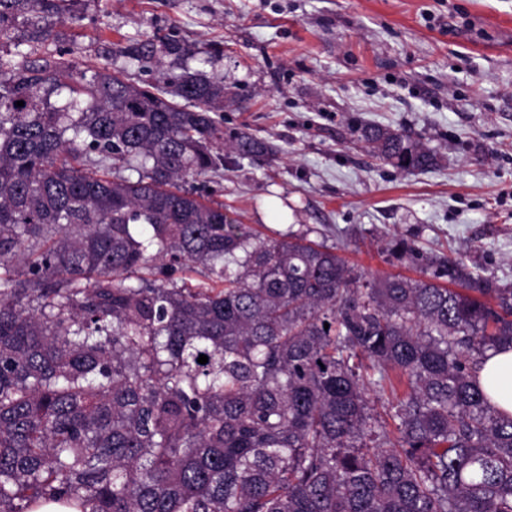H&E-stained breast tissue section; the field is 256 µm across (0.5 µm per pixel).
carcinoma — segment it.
<instances>
[{
  "instance_id": "carcinoma-1",
  "label": "carcinoma",
  "mask_w": 512,
  "mask_h": 512,
  "mask_svg": "<svg viewBox=\"0 0 512 512\" xmlns=\"http://www.w3.org/2000/svg\"><path fill=\"white\" fill-rule=\"evenodd\" d=\"M77 2L0 0V512H512V413L478 378L512 348V286L403 238L386 252L420 277L367 278L228 222L181 186L224 167V80L38 53ZM364 138L438 165L400 130Z\"/></svg>"
}]
</instances>
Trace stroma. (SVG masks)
I'll list each match as a JSON object with an SVG mask.
<instances>
[{
	"label": "stroma",
	"mask_w": 512,
	"mask_h": 512,
	"mask_svg": "<svg viewBox=\"0 0 512 512\" xmlns=\"http://www.w3.org/2000/svg\"><path fill=\"white\" fill-rule=\"evenodd\" d=\"M49 50L164 85L170 62L129 63L113 42L167 36L189 67L222 77L224 134L276 145L187 180L251 231L338 247L356 272L416 277L389 261L400 237L457 254L512 285V0H78ZM405 130L439 156L403 171L361 131Z\"/></svg>",
	"instance_id": "stroma-1"
}]
</instances>
